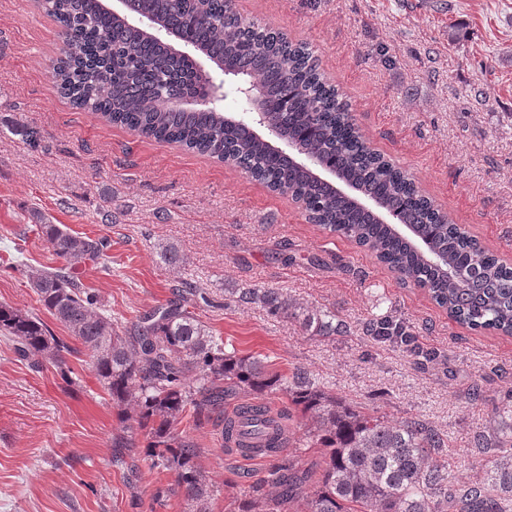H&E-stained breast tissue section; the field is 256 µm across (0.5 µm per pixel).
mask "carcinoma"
<instances>
[{"label":"carcinoma","mask_w":512,"mask_h":512,"mask_svg":"<svg viewBox=\"0 0 512 512\" xmlns=\"http://www.w3.org/2000/svg\"><path fill=\"white\" fill-rule=\"evenodd\" d=\"M133 10L218 70L240 72L255 82L267 104L269 126L288 137L315 167L291 165L236 117L219 109H187L182 99L204 88L207 72L197 59L175 53L130 25L104 0H45L43 9L62 28L64 47L54 77L60 94L76 109L101 115L158 143H174L233 163L273 191L301 203L310 223L366 247L401 279L425 288L448 317L472 330L512 335V266L484 249L452 223L414 180L363 140L351 105L320 68L304 42L294 43L258 21L245 20L227 0H131ZM334 172L335 181L316 169ZM367 193V211L356 196ZM395 214L412 226L408 235L380 219ZM43 240L64 260L30 274L38 302L88 352L112 409L131 434L112 440L114 461L138 456L172 476L154 499L177 497L206 512L213 485L202 469V450L179 428L184 419L212 424L220 447L248 450L271 459L266 478L251 485L235 512H288L298 498L306 512H512V404L500 409L498 427L475 435L479 453L494 468L489 482L454 486L442 449L448 438L420 419L391 424L346 403L296 367L285 376L264 361L227 350L190 311L198 290L176 289L166 307L133 321H120L80 281L78 268L105 261L110 243L53 224L39 210L29 214ZM446 258L438 265L431 255ZM240 300L300 322L313 337L331 339L346 325L328 309H310L269 289L246 288ZM0 334L17 358L55 368L65 381L74 371L71 346L35 315L0 304ZM365 335L382 341L408 336L405 322L373 318ZM307 417L299 441L319 459L308 467L284 455V428L267 407L239 404L237 418L224 412L236 395H276ZM144 446H139L137 436Z\"/></svg>","instance_id":"carcinoma-1"}]
</instances>
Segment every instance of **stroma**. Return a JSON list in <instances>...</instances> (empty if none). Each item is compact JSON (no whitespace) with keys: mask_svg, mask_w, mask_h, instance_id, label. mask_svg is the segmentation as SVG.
I'll list each match as a JSON object with an SVG mask.
<instances>
[{"mask_svg":"<svg viewBox=\"0 0 512 512\" xmlns=\"http://www.w3.org/2000/svg\"><path fill=\"white\" fill-rule=\"evenodd\" d=\"M234 4L242 17L309 42L367 144L512 263V0ZM62 46L36 0H0V303L68 334L27 277L61 263L28 220L40 210L109 239L105 266H82L78 276L113 317L134 320L178 285L198 288L214 301L197 304L200 320L238 353L283 373L303 367L372 415L427 422L448 437L453 483L486 479L473 439L512 394V336L452 321L426 290L310 224L290 197L241 169L72 108L53 77ZM14 125L37 130L38 143L12 134ZM167 242L184 258L174 269L160 256ZM245 288L334 310L347 331L309 337L299 322L241 302ZM390 313L408 321L433 361L418 364L406 348L365 336L366 322ZM67 363L76 384L31 368L0 336V512H187L180 499H152L169 475L130 479L113 465L112 439L124 426L83 346ZM189 434L218 489L210 512H233L268 460L224 452L207 426Z\"/></svg>","mask_w":512,"mask_h":512,"instance_id":"obj_1","label":"stroma"}]
</instances>
